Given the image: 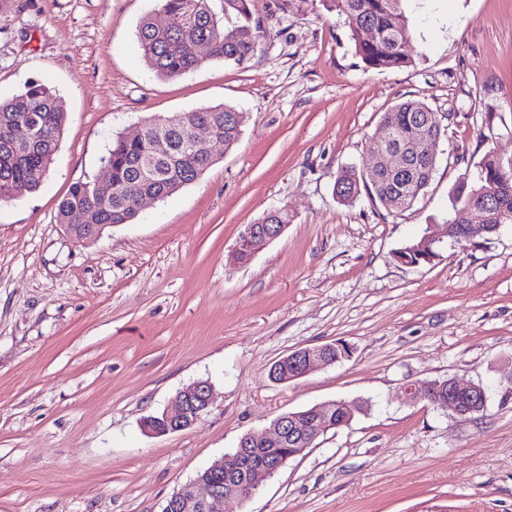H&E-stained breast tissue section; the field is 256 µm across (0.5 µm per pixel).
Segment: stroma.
Instances as JSON below:
<instances>
[{"instance_id": "35a3bbf8", "label": "stroma", "mask_w": 512, "mask_h": 512, "mask_svg": "<svg viewBox=\"0 0 512 512\" xmlns=\"http://www.w3.org/2000/svg\"><path fill=\"white\" fill-rule=\"evenodd\" d=\"M153 7L0 0V100L38 80L67 111L40 189L0 204V512H161L245 434L340 399L370 408L224 512H512V224L426 266L396 258L468 161L512 157V0H407L414 63L393 70L365 67L325 0H250L249 58L170 79L136 38ZM409 98L446 131L427 192L398 214L340 202L338 172L379 162L380 118ZM224 104L242 134L194 183L93 241L58 223L72 184L104 177L113 135ZM282 207V235L235 263L244 226ZM336 341L351 358L269 380L282 357ZM451 377L483 384L486 409L452 418L404 392ZM197 380L207 415L145 434Z\"/></svg>"}]
</instances>
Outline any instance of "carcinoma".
Returning a JSON list of instances; mask_svg holds the SVG:
<instances>
[{
  "instance_id": "obj_1",
  "label": "carcinoma",
  "mask_w": 512,
  "mask_h": 512,
  "mask_svg": "<svg viewBox=\"0 0 512 512\" xmlns=\"http://www.w3.org/2000/svg\"><path fill=\"white\" fill-rule=\"evenodd\" d=\"M158 11L168 17L161 26L148 15L140 23L137 39L146 65L161 78H174L197 69L202 61L194 47L210 44L209 56L239 64L253 51L257 31L249 22V0H224V15L211 7L212 0H157ZM405 0H330V9L345 17L357 54L369 68L399 69L412 64L406 52L412 30L403 8ZM235 14L239 21L226 25L224 17ZM374 37H365V30ZM238 110L232 106L200 108L183 114L169 124L148 118L142 135L133 139L118 134L103 158L108 181L75 182L60 202L58 222L80 224L75 237L92 238L95 225L128 224L137 215L135 199L142 193L164 199L195 182L217 159L216 146L229 147L241 135ZM66 121V109L57 94L39 82L8 101H0V203L36 192L47 177ZM210 124L216 133L208 148L191 144L192 128ZM385 133L380 146L399 148L405 155L407 173L384 169L339 173L335 194L343 202L366 192L391 213L413 208L433 180L438 159L412 152L425 136L440 137L442 130L431 108L420 99H407L385 112L378 124ZM163 130L170 139L167 152L157 154L153 141ZM466 175L448 194V211L443 223L486 225L484 238L498 234L497 225L512 224V158L493 151L470 162ZM442 249L421 246L420 238L408 241L397 254L410 263L427 265L437 260ZM431 260H426V257ZM365 410L361 402H345L333 409L327 422L338 430Z\"/></svg>"
}]
</instances>
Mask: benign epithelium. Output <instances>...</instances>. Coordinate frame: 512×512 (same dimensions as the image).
<instances>
[{
	"instance_id": "benign-epithelium-1",
	"label": "benign epithelium",
	"mask_w": 512,
	"mask_h": 512,
	"mask_svg": "<svg viewBox=\"0 0 512 512\" xmlns=\"http://www.w3.org/2000/svg\"><path fill=\"white\" fill-rule=\"evenodd\" d=\"M287 228L285 224H248L241 237L251 242L253 252L278 238ZM451 225L429 224L424 240L432 244H441L449 239ZM330 347L300 348L286 356L292 365L285 382L299 380L316 367H328ZM448 411L446 414L467 419L474 412H481L487 405V393L483 385L464 384L455 379L448 380ZM212 404V388L208 381L199 380L178 392L174 408L162 413L158 423L149 419L143 422L145 431L150 435H164L192 427L207 413ZM327 406L312 408L309 414L314 419L295 428L284 427L285 420L276 418L271 427L261 434L246 435L245 443L260 446L276 443L290 447L288 454L270 461L255 460L246 449L240 448L235 454H226L206 468L209 474H224V485H218L205 477H197L174 492L167 500L162 512H224V502L229 499L245 501L257 490L262 479L273 476L293 457L312 447L314 442L327 433L324 416Z\"/></svg>"
}]
</instances>
